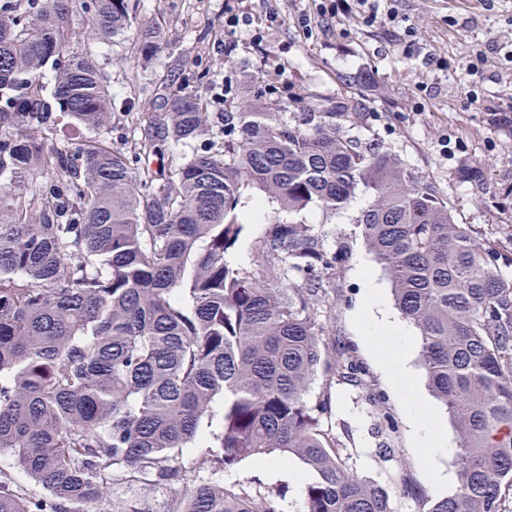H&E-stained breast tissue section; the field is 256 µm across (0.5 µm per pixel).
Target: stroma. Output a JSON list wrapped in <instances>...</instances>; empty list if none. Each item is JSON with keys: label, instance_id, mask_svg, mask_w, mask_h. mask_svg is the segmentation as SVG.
<instances>
[{"label": "stroma", "instance_id": "35a3bbf8", "mask_svg": "<svg viewBox=\"0 0 512 512\" xmlns=\"http://www.w3.org/2000/svg\"><path fill=\"white\" fill-rule=\"evenodd\" d=\"M238 0H138L135 26L161 25L167 45L157 59L141 65L134 38L95 45L99 69L112 89L114 150L129 153L147 116L167 109L166 85L189 82L209 111H233L244 96L291 117L318 106L357 103L360 116L348 135L395 154L406 167L447 201L455 223L478 242L502 254L504 278H512V127L495 116L512 112V0H381L380 11L395 8L405 25H366L356 18L328 20L305 29L298 19L314 11L313 0H277V23L262 42L249 34L224 55V14ZM487 61L477 64L476 52ZM372 201L358 191L333 214L309 207L288 213L267 203L258 221L248 224L237 252L247 263L270 222L314 225L326 243L349 236L350 251L336 273V294L320 312L330 336L349 346L364 368L363 388L340 380L315 381L309 398H331L323 425L346 448L348 466L388 493L390 512H423L433 499L428 479L410 446L403 403L379 371L361 340L355 314L361 304L358 268L370 270L390 287L388 275L360 236L357 218ZM379 396L369 405L364 392ZM394 448L391 456L380 446ZM233 485L267 492L289 488L290 512H304V489L286 484L272 469L242 461ZM180 486H132L114 500L142 512H168Z\"/></svg>", "mask_w": 512, "mask_h": 512}]
</instances>
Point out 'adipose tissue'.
<instances>
[{"label": "adipose tissue", "mask_w": 512, "mask_h": 512, "mask_svg": "<svg viewBox=\"0 0 512 512\" xmlns=\"http://www.w3.org/2000/svg\"><path fill=\"white\" fill-rule=\"evenodd\" d=\"M363 284L358 314L361 335L367 347L382 357L384 375L406 400L407 427L411 445L436 492L448 486L447 475L437 467L438 457L448 454V438L439 427L432 411L427 410L413 394L415 373L410 365L413 338L402 320L387 308L382 284L368 270H360Z\"/></svg>", "instance_id": "1"}]
</instances>
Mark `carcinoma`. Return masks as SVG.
Listing matches in <instances>:
<instances>
[{
	"mask_svg": "<svg viewBox=\"0 0 512 512\" xmlns=\"http://www.w3.org/2000/svg\"><path fill=\"white\" fill-rule=\"evenodd\" d=\"M75 10L89 41L131 28L130 0H0V452L41 490L0 471V512H139L97 504L173 483L183 490L169 512H284L287 490L253 494L224 473L290 456L316 474L305 512H390L386 490L322 429L326 400L308 398L321 374L362 384L318 319L347 241L274 221L251 268L232 255L263 199L335 213L361 186L373 200L356 227L420 332L428 389L458 436V491L425 512H505L512 281L497 249L396 155L345 134L347 107L301 123L261 103L207 112L180 85L134 158L113 150L112 91L79 46ZM162 45L156 26L138 37L139 58ZM64 119L97 138L48 145ZM168 140L199 149L175 168L139 165Z\"/></svg>",
	"mask_w": 512,
	"mask_h": 512,
	"instance_id": "1",
	"label": "carcinoma"
}]
</instances>
